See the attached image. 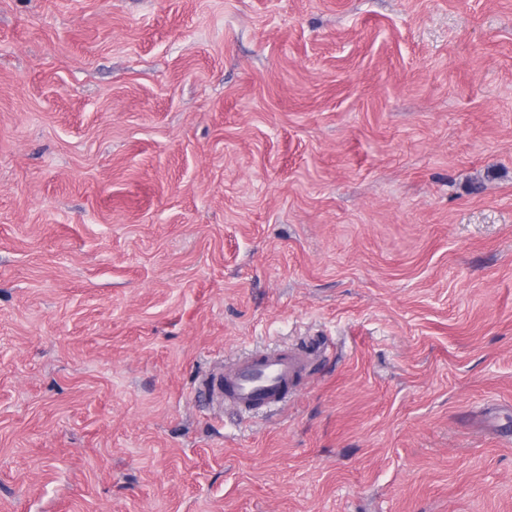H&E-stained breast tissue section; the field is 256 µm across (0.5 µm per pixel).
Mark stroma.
I'll list each match as a JSON object with an SVG mask.
<instances>
[{"label":"stroma","instance_id":"35a3bbf8","mask_svg":"<svg viewBox=\"0 0 512 512\" xmlns=\"http://www.w3.org/2000/svg\"><path fill=\"white\" fill-rule=\"evenodd\" d=\"M506 431L512 0H0V512H512ZM312 353L288 347L262 351L235 360L200 384L239 413L277 406L292 396L311 368Z\"/></svg>","mask_w":512,"mask_h":512}]
</instances>
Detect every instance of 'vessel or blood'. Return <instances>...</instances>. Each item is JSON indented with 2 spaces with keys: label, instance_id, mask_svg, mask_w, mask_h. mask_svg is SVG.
Masks as SVG:
<instances>
[{
  "label": "vessel or blood",
  "instance_id": "1",
  "mask_svg": "<svg viewBox=\"0 0 512 512\" xmlns=\"http://www.w3.org/2000/svg\"><path fill=\"white\" fill-rule=\"evenodd\" d=\"M311 360V352L295 347L257 352L204 378L201 387L237 412H256L286 402L305 379Z\"/></svg>",
  "mask_w": 512,
  "mask_h": 512
}]
</instances>
